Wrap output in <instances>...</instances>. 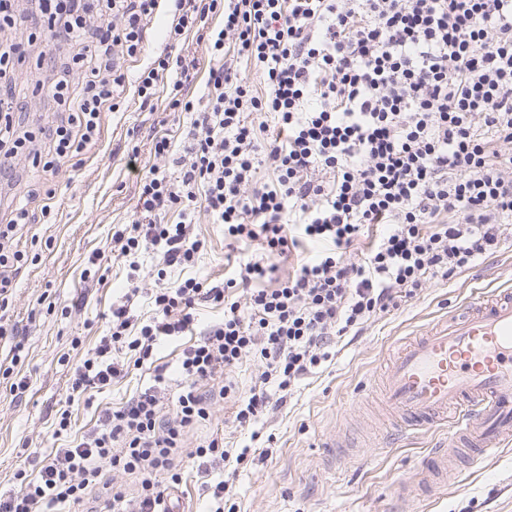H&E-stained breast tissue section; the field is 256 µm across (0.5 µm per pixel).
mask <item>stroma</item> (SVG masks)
Listing matches in <instances>:
<instances>
[{
    "label": "stroma",
    "instance_id": "stroma-1",
    "mask_svg": "<svg viewBox=\"0 0 512 512\" xmlns=\"http://www.w3.org/2000/svg\"><path fill=\"white\" fill-rule=\"evenodd\" d=\"M44 49L41 41L29 47L16 74L18 85L43 88L26 111L14 116L21 134L62 118L45 91L52 75L42 65ZM160 118L127 99L120 111L106 114L100 141L82 165L67 163L45 172L24 157L15 178L0 182V218L8 217L10 202L27 199L32 177L55 191L54 223L25 225L14 238L15 249L26 253L28 261L15 277L6 318L26 333L19 369L28 388L14 401L0 383L2 492L14 486L19 468L70 444L95 425L101 410L118 407L154 384L150 370L135 369L110 389H91L75 399L70 376L107 333L109 307L124 292L126 271L112 259V227L135 217L137 187L126 166L128 146H138L142 164L155 165L148 134ZM193 232L205 243L195 268L201 276L223 278L229 255L249 254L244 246L230 248L223 225L203 210L194 213ZM508 285L512 239L473 268L428 283L399 309L370 319L358 337H343L330 362L308 375L282 407L263 412L249 430L232 425L233 402L221 396L227 384L238 396H248L261 368L253 357H244L209 384L210 416L184 437L178 451L182 482L170 491L175 508L205 512L203 478L190 452L217 436L227 447L251 448L247 462L230 475L224 495L234 512H512V447L494 458L462 464L440 498L407 505L394 496L393 487L415 482L423 457L440 444L444 431L394 440L387 454L378 450L390 430L378 385L394 345L479 292ZM76 337L81 343L75 347L71 341ZM64 412L70 415L71 432L58 437L55 423Z\"/></svg>",
    "mask_w": 512,
    "mask_h": 512
}]
</instances>
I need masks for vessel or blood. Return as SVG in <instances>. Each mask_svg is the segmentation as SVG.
Here are the masks:
<instances>
[{"label":"vessel or blood","instance_id":"1","mask_svg":"<svg viewBox=\"0 0 512 512\" xmlns=\"http://www.w3.org/2000/svg\"><path fill=\"white\" fill-rule=\"evenodd\" d=\"M382 407L394 433L451 438L430 449L416 487L402 497L434 495L464 454L491 456L512 443V290L485 291L423 333L395 347L382 381Z\"/></svg>","mask_w":512,"mask_h":512}]
</instances>
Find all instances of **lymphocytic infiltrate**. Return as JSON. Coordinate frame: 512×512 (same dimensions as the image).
<instances>
[{
	"instance_id": "obj_1",
	"label": "lymphocytic infiltrate",
	"mask_w": 512,
	"mask_h": 512,
	"mask_svg": "<svg viewBox=\"0 0 512 512\" xmlns=\"http://www.w3.org/2000/svg\"><path fill=\"white\" fill-rule=\"evenodd\" d=\"M163 2L172 14L167 46L129 80L124 64L143 54ZM35 11L60 62L48 91L64 113L47 132L43 171L95 147L105 113L119 110L127 90L141 111L163 106L193 119L183 147L168 132L151 137L155 157L172 169L137 175L135 217L112 231L129 288L70 378L73 393L103 390L149 363L156 385L102 410L96 428L36 461V475L18 471L17 490L0 493V512H71L94 489L105 495L103 512H165L169 485L182 480L174 454L210 415L202 383L256 358L262 371L234 414L237 427L252 425L273 395L293 394L331 361L333 338L360 333L429 282L471 268L512 232V0H35ZM216 15L222 28L210 25ZM190 34L209 58L201 106L184 93L199 60L176 50ZM24 53L0 41V170L35 139L13 127V69ZM234 58L260 72L264 90L238 75ZM264 166L274 178L261 184ZM30 194L46 196L40 212L23 204L0 225V309L25 259L11 248L15 232L51 215L53 190ZM197 202L259 256L221 282L188 277L157 289L152 316L134 325L138 253L194 267L204 247L192 230ZM174 210L179 219L168 222ZM372 230L370 248L347 256ZM306 242L320 252L276 279L277 259ZM270 278L275 286L264 287ZM204 303L223 306L224 319L184 350L175 367L183 391L174 417H164L157 387L169 369L155 363V347L190 330ZM116 471L139 475L135 496L113 488Z\"/></svg>"
}]
</instances>
